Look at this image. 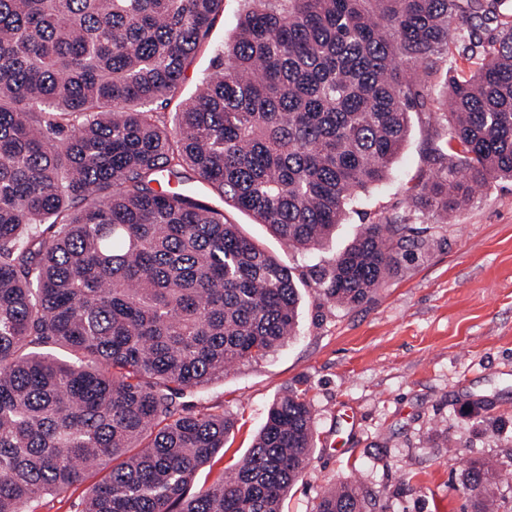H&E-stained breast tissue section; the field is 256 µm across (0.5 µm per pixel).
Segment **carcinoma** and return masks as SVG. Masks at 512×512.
<instances>
[{"label":"carcinoma","mask_w":512,"mask_h":512,"mask_svg":"<svg viewBox=\"0 0 512 512\" xmlns=\"http://www.w3.org/2000/svg\"><path fill=\"white\" fill-rule=\"evenodd\" d=\"M224 0H0V512L100 475L79 512H281L314 447L273 402L230 476L194 487L233 421L179 402L295 334L290 268L197 180L310 251L382 183L411 114L440 127L409 207L447 214L512 181L507 0H244L215 73L160 120ZM470 64L459 68L458 60ZM380 213L315 287L366 300L413 256ZM500 472L463 485L490 512ZM315 512H363L355 485Z\"/></svg>","instance_id":"carcinoma-1"}]
</instances>
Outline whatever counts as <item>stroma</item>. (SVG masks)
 <instances>
[{
    "mask_svg": "<svg viewBox=\"0 0 512 512\" xmlns=\"http://www.w3.org/2000/svg\"><path fill=\"white\" fill-rule=\"evenodd\" d=\"M242 10V0H224L165 110L167 124L213 73ZM431 134L413 122L388 179L358 196L319 249L290 250L251 214L225 206L228 220L290 267L301 300L292 340L188 397L193 411L234 421L197 484L247 454L272 403L296 390L312 405L315 446L283 512H313L339 480L359 486L367 512H473L461 478L482 456L500 461L499 512H512V182H489L444 220L413 212L429 248L362 303L336 307L308 284L310 270L380 212L408 209Z\"/></svg>",
    "mask_w": 512,
    "mask_h": 512,
    "instance_id": "obj_1",
    "label": "stroma"
}]
</instances>
